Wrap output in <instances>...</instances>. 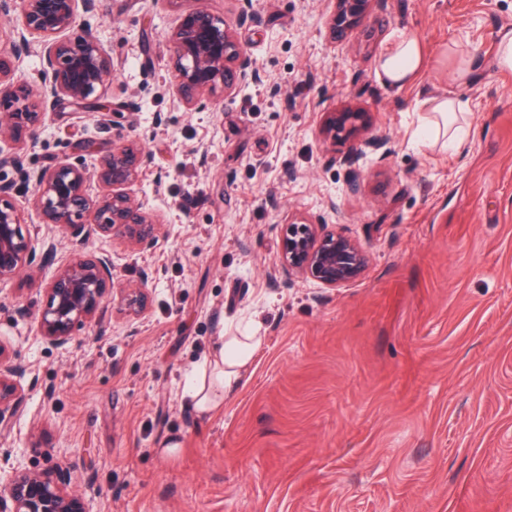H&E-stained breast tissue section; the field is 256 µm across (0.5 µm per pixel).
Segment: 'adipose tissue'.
<instances>
[{
	"instance_id": "1",
	"label": "adipose tissue",
	"mask_w": 512,
	"mask_h": 512,
	"mask_svg": "<svg viewBox=\"0 0 512 512\" xmlns=\"http://www.w3.org/2000/svg\"><path fill=\"white\" fill-rule=\"evenodd\" d=\"M423 49L418 38L406 32H396L375 62V71L381 82L392 88H403L421 71ZM469 106L458 98L440 97L428 105L429 118L420 126V141H439L454 148L466 135L460 120ZM263 342L262 337L248 333L242 336H223L190 373L183 384L187 404L201 415L219 409L224 398L237 391L243 374L254 353Z\"/></svg>"
}]
</instances>
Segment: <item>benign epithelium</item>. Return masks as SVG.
<instances>
[{
	"instance_id": "7a95c632",
	"label": "benign epithelium",
	"mask_w": 512,
	"mask_h": 512,
	"mask_svg": "<svg viewBox=\"0 0 512 512\" xmlns=\"http://www.w3.org/2000/svg\"><path fill=\"white\" fill-rule=\"evenodd\" d=\"M376 0H335L328 26L333 42L347 38ZM17 24L7 55L0 53V140L17 145L41 126L44 115L58 106L93 100L99 119L108 121L109 105L101 98L112 80V56L90 23L77 22L79 12L91 13L95 0H20ZM41 38L44 79L40 86L14 81L20 62L31 52L30 37ZM173 70L170 87L189 110L218 105L225 95L259 78L237 35L214 15L203 0L180 14L169 36ZM366 129V113L346 106L324 115L326 137H357ZM143 152L135 140L115 144L94 167L69 162L29 169L22 157L0 158L15 177L0 180V281L21 276L52 256L42 257L31 235L24 232L23 212L13 196L31 189L29 203L43 223L54 224L73 237L88 238L120 232L132 249L151 247L159 238V223L147 197L124 191L142 173ZM279 265L290 275L324 288L336 289L356 281L369 265V256L353 239L325 233L322 225L291 222L284 225ZM112 283V261L88 256L60 268L46 285L47 305L39 331L56 345L69 342L76 326L92 318ZM126 311L141 314L148 295L139 286L127 289ZM22 367L0 344V424L13 413L21 394L15 377ZM0 512H90L84 498L70 488L69 469L55 473L17 471L0 488Z\"/></svg>"
}]
</instances>
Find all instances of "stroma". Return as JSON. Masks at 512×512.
<instances>
[{"mask_svg":"<svg viewBox=\"0 0 512 512\" xmlns=\"http://www.w3.org/2000/svg\"><path fill=\"white\" fill-rule=\"evenodd\" d=\"M195 5L98 0L113 121L58 107L25 153L89 166L140 140L127 191L161 230L139 251L116 232L71 238L16 197L54 252L0 281V344L24 390L0 430V483L66 466L91 512H512V71L495 63L512 0H380L338 43L331 0H207L260 80L190 111L169 89L167 36ZM397 30L426 55L401 89L374 71ZM442 94L470 106L472 135L452 150L415 137ZM347 105L384 144L355 178L345 160L363 138L320 132ZM296 219L359 242L363 276L335 290L288 277L282 226ZM91 254L111 259L112 290L53 345L45 286ZM138 284L149 303L134 318L122 294ZM249 319L264 343L243 385L196 414L185 373Z\"/></svg>","mask_w":512,"mask_h":512,"instance_id":"35a3bbf8","label":"stroma"}]
</instances>
